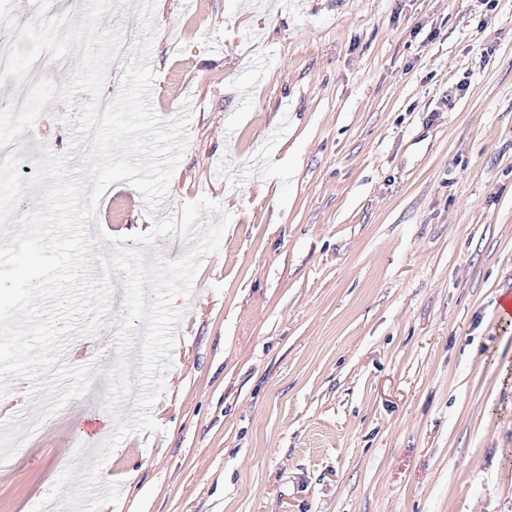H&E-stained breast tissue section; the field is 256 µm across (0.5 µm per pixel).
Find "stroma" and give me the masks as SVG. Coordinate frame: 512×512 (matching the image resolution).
Instances as JSON below:
<instances>
[{
    "label": "stroma",
    "mask_w": 512,
    "mask_h": 512,
    "mask_svg": "<svg viewBox=\"0 0 512 512\" xmlns=\"http://www.w3.org/2000/svg\"><path fill=\"white\" fill-rule=\"evenodd\" d=\"M154 0L151 104L193 102L149 214L109 186L90 235L147 232L201 197L230 222L204 257L156 432L107 401L124 313L70 340L98 390L38 418L0 465V512L68 469L120 482L101 512H512V0ZM53 98L16 141L30 177L69 150Z\"/></svg>",
    "instance_id": "obj_1"
}]
</instances>
